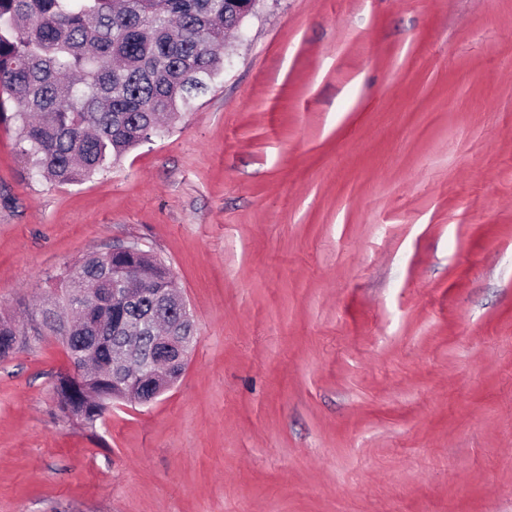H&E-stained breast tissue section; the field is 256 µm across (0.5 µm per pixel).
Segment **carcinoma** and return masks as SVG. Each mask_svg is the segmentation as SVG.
<instances>
[{
  "label": "carcinoma",
  "mask_w": 512,
  "mask_h": 512,
  "mask_svg": "<svg viewBox=\"0 0 512 512\" xmlns=\"http://www.w3.org/2000/svg\"><path fill=\"white\" fill-rule=\"evenodd\" d=\"M254 0H0V118L18 127L19 152L38 175L79 183L170 132L224 71V31ZM175 283L155 256L89 253L22 326L0 316V348L21 337L69 336L71 368L57 376L64 416L93 424L115 399L140 398L137 363L149 337L182 332L159 320L157 291ZM150 321L123 367L112 347L130 318Z\"/></svg>",
  "instance_id": "obj_1"
}]
</instances>
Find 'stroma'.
<instances>
[{"label":"stroma","instance_id":"35a3bbf8","mask_svg":"<svg viewBox=\"0 0 512 512\" xmlns=\"http://www.w3.org/2000/svg\"><path fill=\"white\" fill-rule=\"evenodd\" d=\"M139 242L195 341L89 426L0 359V512H512V0H265L165 137L57 185L0 121V313Z\"/></svg>","mask_w":512,"mask_h":512}]
</instances>
